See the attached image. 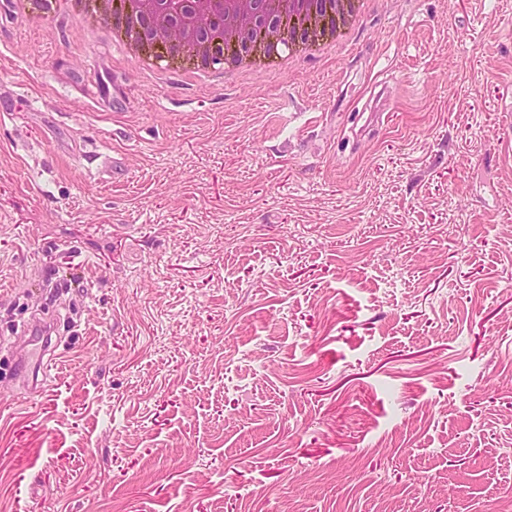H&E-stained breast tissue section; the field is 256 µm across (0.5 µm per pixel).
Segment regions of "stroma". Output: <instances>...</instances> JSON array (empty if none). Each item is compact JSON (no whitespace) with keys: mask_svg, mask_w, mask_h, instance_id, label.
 Listing matches in <instances>:
<instances>
[{"mask_svg":"<svg viewBox=\"0 0 512 512\" xmlns=\"http://www.w3.org/2000/svg\"><path fill=\"white\" fill-rule=\"evenodd\" d=\"M509 89L512 0H370L228 81L0 0V512H499ZM134 49L139 64L146 70H152L163 58L173 56L170 48L155 43H137ZM31 332L39 335L40 342L33 353L35 358L32 365V381L36 386L44 387L56 378L55 371L58 369L61 356L52 350L50 332L46 328L35 327Z\"/></svg>","mask_w":512,"mask_h":512,"instance_id":"obj_1","label":"stroma"}]
</instances>
